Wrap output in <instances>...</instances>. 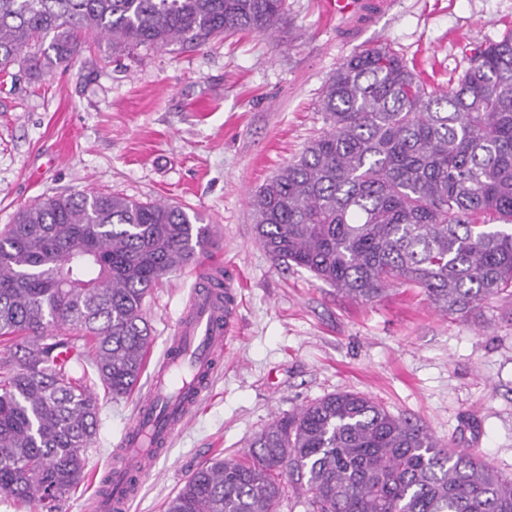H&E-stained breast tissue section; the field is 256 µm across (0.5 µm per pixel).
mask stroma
Wrapping results in <instances>:
<instances>
[{
  "instance_id": "obj_1",
  "label": "stroma",
  "mask_w": 512,
  "mask_h": 512,
  "mask_svg": "<svg viewBox=\"0 0 512 512\" xmlns=\"http://www.w3.org/2000/svg\"><path fill=\"white\" fill-rule=\"evenodd\" d=\"M512 32V0H388L366 21L286 0L273 34L235 33L192 47L113 55L84 48L68 68L0 67V233L17 212L93 190L165 201L210 224L209 254L234 278L237 329L190 424L158 453L129 512H166L199 465L235 458L283 414L337 391L365 393L453 448L512 477V303L462 317L396 285L362 302L257 243L251 195L326 128L323 87L355 51L387 46L433 88L456 83L473 43ZM192 267L145 300L148 367L164 357L189 300ZM99 395L84 479L62 512H96L104 473L145 395Z\"/></svg>"
}]
</instances>
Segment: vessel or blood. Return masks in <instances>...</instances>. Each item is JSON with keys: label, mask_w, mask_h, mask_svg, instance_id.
I'll return each instance as SVG.
<instances>
[{"label": "vessel or blood", "mask_w": 512, "mask_h": 512, "mask_svg": "<svg viewBox=\"0 0 512 512\" xmlns=\"http://www.w3.org/2000/svg\"><path fill=\"white\" fill-rule=\"evenodd\" d=\"M370 0H323L326 14L339 18L365 10ZM214 265L196 266V286L178 320L172 339V352L166 353L158 369L153 370L147 396L142 400L134 422L127 430L121 448L112 463V492L100 497L99 512H126L148 476L154 457V441L166 442L181 428L189 408L172 398L171 391L181 367L183 349L193 352L195 370L212 377L224 359V350L235 333V313L222 295L210 288L204 276Z\"/></svg>", "instance_id": "b4317fda"}]
</instances>
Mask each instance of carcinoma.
Listing matches in <instances>:
<instances>
[{"mask_svg":"<svg viewBox=\"0 0 512 512\" xmlns=\"http://www.w3.org/2000/svg\"><path fill=\"white\" fill-rule=\"evenodd\" d=\"M282 18L283 0H0V66H66L89 32L119 53L270 33ZM469 61L440 91L385 47L336 68L328 128L251 199L273 261L355 300L419 288L451 315L512 298V33ZM209 239L176 204L111 194L17 213L0 234L1 493L62 512L97 435L95 386L133 391L151 340L145 297ZM288 483L306 512H512V479L350 391L275 419L241 459L197 467L167 512H278Z\"/></svg>","mask_w":512,"mask_h":512,"instance_id":"1","label":"carcinoma"}]
</instances>
